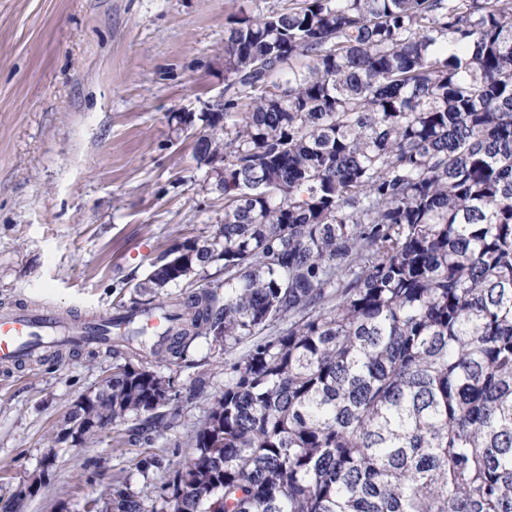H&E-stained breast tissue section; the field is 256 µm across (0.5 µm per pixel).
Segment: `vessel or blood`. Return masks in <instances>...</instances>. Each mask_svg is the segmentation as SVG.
Returning <instances> with one entry per match:
<instances>
[{
  "label": "vessel or blood",
  "instance_id": "vessel-or-blood-1",
  "mask_svg": "<svg viewBox=\"0 0 512 512\" xmlns=\"http://www.w3.org/2000/svg\"><path fill=\"white\" fill-rule=\"evenodd\" d=\"M108 315H92L75 326L53 309L20 305L0 313V367L10 368L29 356L58 344L84 345L97 341L101 325L111 324Z\"/></svg>",
  "mask_w": 512,
  "mask_h": 512
}]
</instances>
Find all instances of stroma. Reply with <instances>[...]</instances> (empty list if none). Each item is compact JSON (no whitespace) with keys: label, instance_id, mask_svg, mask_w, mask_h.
Segmentation results:
<instances>
[{"label":"stroma","instance_id":"obj_1","mask_svg":"<svg viewBox=\"0 0 512 512\" xmlns=\"http://www.w3.org/2000/svg\"><path fill=\"white\" fill-rule=\"evenodd\" d=\"M283 3L0 0V307L115 311L172 243L223 221L194 134L170 115L203 112L222 91L229 16ZM150 368L179 396L174 425L140 446L112 426L85 447L54 436L111 373V350L0 370V503L29 484L18 512H86L120 484L160 512L204 401L224 389V353L199 339L185 361Z\"/></svg>","mask_w":512,"mask_h":512}]
</instances>
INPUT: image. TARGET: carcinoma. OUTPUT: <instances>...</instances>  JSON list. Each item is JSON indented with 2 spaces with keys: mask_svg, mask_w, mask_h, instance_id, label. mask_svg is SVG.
I'll return each mask as SVG.
<instances>
[{
  "mask_svg": "<svg viewBox=\"0 0 512 512\" xmlns=\"http://www.w3.org/2000/svg\"><path fill=\"white\" fill-rule=\"evenodd\" d=\"M209 132L224 223L113 313L125 443L178 416L175 364L224 350L164 512H512V0H285L224 39ZM221 265L187 296L166 289ZM161 311L170 343L146 342ZM122 512H144L120 485Z\"/></svg>",
  "mask_w": 512,
  "mask_h": 512,
  "instance_id": "obj_1",
  "label": "carcinoma"
}]
</instances>
